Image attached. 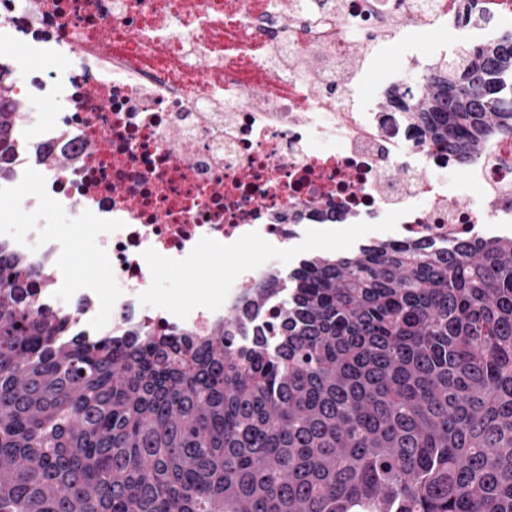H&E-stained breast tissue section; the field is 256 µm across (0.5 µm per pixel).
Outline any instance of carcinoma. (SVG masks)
I'll use <instances>...</instances> for the list:
<instances>
[{
  "instance_id": "obj_1",
  "label": "carcinoma",
  "mask_w": 512,
  "mask_h": 512,
  "mask_svg": "<svg viewBox=\"0 0 512 512\" xmlns=\"http://www.w3.org/2000/svg\"><path fill=\"white\" fill-rule=\"evenodd\" d=\"M0 63V182L23 107ZM386 108L471 168L512 137V29ZM265 278L206 334L63 339L0 251V512H512V236L372 242Z\"/></svg>"
}]
</instances>
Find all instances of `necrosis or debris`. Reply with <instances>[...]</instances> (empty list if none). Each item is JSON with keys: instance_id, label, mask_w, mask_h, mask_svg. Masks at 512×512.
<instances>
[{"instance_id": "obj_1", "label": "necrosis or debris", "mask_w": 512, "mask_h": 512, "mask_svg": "<svg viewBox=\"0 0 512 512\" xmlns=\"http://www.w3.org/2000/svg\"><path fill=\"white\" fill-rule=\"evenodd\" d=\"M0 0V43L23 41L74 57L14 80L22 113L12 187L31 158L46 170L44 207L82 222L112 275L110 307L75 282L64 241L46 224L0 229V250L45 273L39 300L72 335L127 338L145 328L206 332L258 280L278 270L292 238L285 212L332 226L390 219L394 241L473 237L512 210V138L488 143L479 200L438 176L452 165L403 113L361 101L372 46L406 24L436 31L461 0ZM252 246L222 290L198 307L154 299L150 253L167 267L206 246Z\"/></svg>"}]
</instances>
